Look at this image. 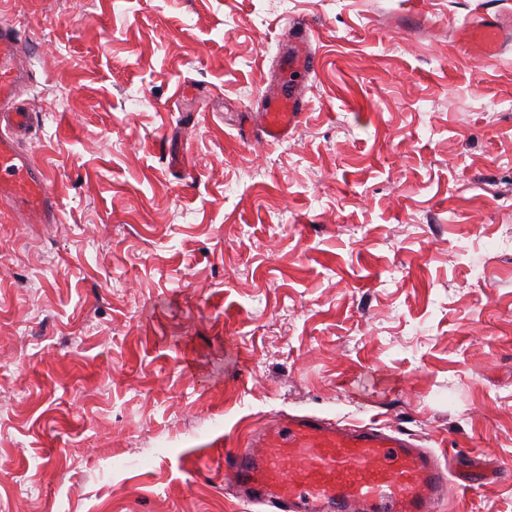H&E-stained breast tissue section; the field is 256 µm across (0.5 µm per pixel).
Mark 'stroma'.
<instances>
[{"label":"stroma","instance_id":"obj_1","mask_svg":"<svg viewBox=\"0 0 512 512\" xmlns=\"http://www.w3.org/2000/svg\"><path fill=\"white\" fill-rule=\"evenodd\" d=\"M57 224L0 200V512H259L224 445L398 427L512 466V0H0ZM315 73L280 60L299 22ZM307 111L267 140L262 108ZM459 512H512V479ZM511 27V16L507 20L489 17L456 27L455 36L462 45L478 55L492 57L500 52Z\"/></svg>","mask_w":512,"mask_h":512}]
</instances>
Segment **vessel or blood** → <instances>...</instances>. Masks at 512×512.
<instances>
[{
  "instance_id": "vessel-or-blood-1",
  "label": "vessel or blood",
  "mask_w": 512,
  "mask_h": 512,
  "mask_svg": "<svg viewBox=\"0 0 512 512\" xmlns=\"http://www.w3.org/2000/svg\"><path fill=\"white\" fill-rule=\"evenodd\" d=\"M512 17L486 18L456 28L457 40L483 57L499 53ZM25 48L12 24L0 20V198L17 206L23 224H52L58 213L49 176L24 152L18 138L31 126L19 97L29 81ZM315 53L307 34L294 40L292 72L313 73ZM306 110L295 95L279 98L264 114V132L282 139ZM502 468L475 475L398 430L349 426L315 416L276 421L247 448L225 447L224 484L265 512H445L462 485L508 477Z\"/></svg>"
}]
</instances>
